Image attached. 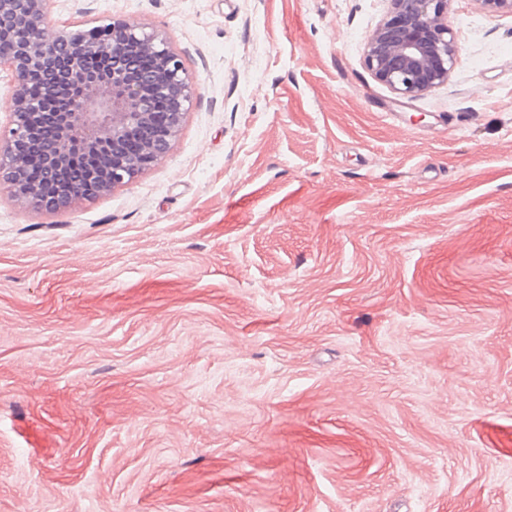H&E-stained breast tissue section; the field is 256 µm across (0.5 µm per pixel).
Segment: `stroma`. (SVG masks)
Masks as SVG:
<instances>
[{
    "label": "stroma",
    "mask_w": 512,
    "mask_h": 512,
    "mask_svg": "<svg viewBox=\"0 0 512 512\" xmlns=\"http://www.w3.org/2000/svg\"><path fill=\"white\" fill-rule=\"evenodd\" d=\"M389 10L44 0L198 89L131 184L0 196V512H512V15L402 99Z\"/></svg>",
    "instance_id": "stroma-1"
}]
</instances>
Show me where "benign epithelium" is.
Returning a JSON list of instances; mask_svg holds the SVG:
<instances>
[{
    "label": "benign epithelium",
    "instance_id": "7a95c632",
    "mask_svg": "<svg viewBox=\"0 0 512 512\" xmlns=\"http://www.w3.org/2000/svg\"><path fill=\"white\" fill-rule=\"evenodd\" d=\"M44 0H0V59L11 72L3 98L0 194L47 213L70 211L131 183L163 160L179 135L196 84L167 39L123 20L95 36L53 25ZM367 36L366 64L403 98L448 81L458 55L453 0H390ZM512 14V0H476Z\"/></svg>",
    "mask_w": 512,
    "mask_h": 512
}]
</instances>
